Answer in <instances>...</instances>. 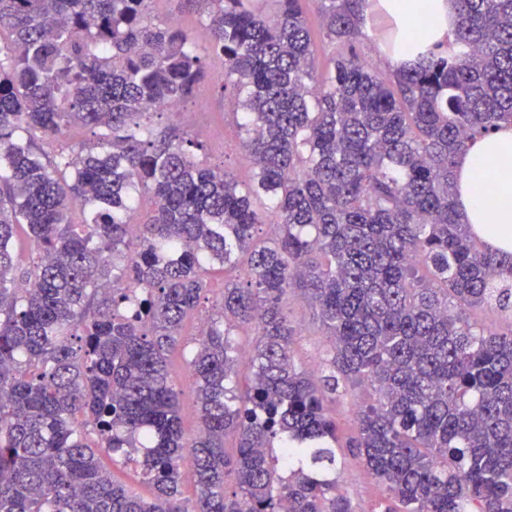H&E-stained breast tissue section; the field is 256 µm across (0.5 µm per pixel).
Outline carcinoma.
I'll return each instance as SVG.
<instances>
[{
    "label": "carcinoma",
    "instance_id": "carcinoma-1",
    "mask_svg": "<svg viewBox=\"0 0 512 512\" xmlns=\"http://www.w3.org/2000/svg\"><path fill=\"white\" fill-rule=\"evenodd\" d=\"M302 2L185 0L206 6L201 47L152 0H0V512H352L328 411L347 383L376 392L351 447L384 512H512V330L473 318L512 316V252L459 222L455 189L458 154L512 124V0H458L452 36L386 77L355 49L370 0H311L335 48L320 74ZM206 56L224 60L246 183L154 120L194 96ZM77 126L93 139L44 149ZM214 265L241 272L188 362V436L168 357ZM291 289L330 338L317 376L292 359ZM101 463L117 480L126 484L135 493L144 498L151 497L149 487L141 481L140 476L132 468L126 467L120 463H113L112 458L106 454H102Z\"/></svg>",
    "mask_w": 512,
    "mask_h": 512
}]
</instances>
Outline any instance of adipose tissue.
<instances>
[{"label":"adipose tissue","mask_w":512,"mask_h":512,"mask_svg":"<svg viewBox=\"0 0 512 512\" xmlns=\"http://www.w3.org/2000/svg\"><path fill=\"white\" fill-rule=\"evenodd\" d=\"M394 20L424 19L420 39L436 41L455 29L457 0H382ZM489 164L493 193H485L472 174L479 164ZM458 177L457 213L491 251L512 252V126L505 125L473 142L455 160Z\"/></svg>","instance_id":"ef3b65f1"}]
</instances>
